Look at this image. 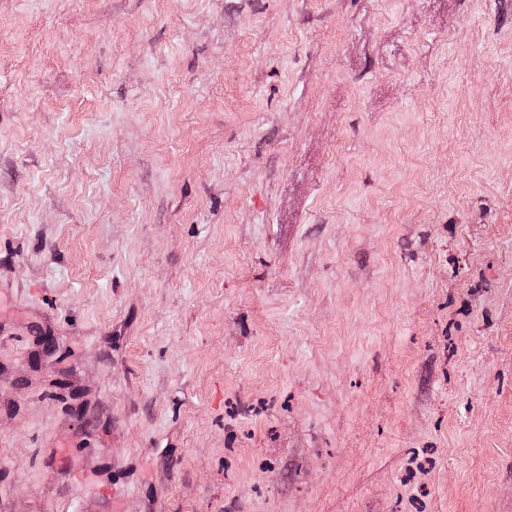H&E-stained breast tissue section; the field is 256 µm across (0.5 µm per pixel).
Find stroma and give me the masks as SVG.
I'll return each instance as SVG.
<instances>
[{
    "label": "stroma",
    "mask_w": 512,
    "mask_h": 512,
    "mask_svg": "<svg viewBox=\"0 0 512 512\" xmlns=\"http://www.w3.org/2000/svg\"><path fill=\"white\" fill-rule=\"evenodd\" d=\"M0 512H512V0H0Z\"/></svg>",
    "instance_id": "stroma-1"
}]
</instances>
